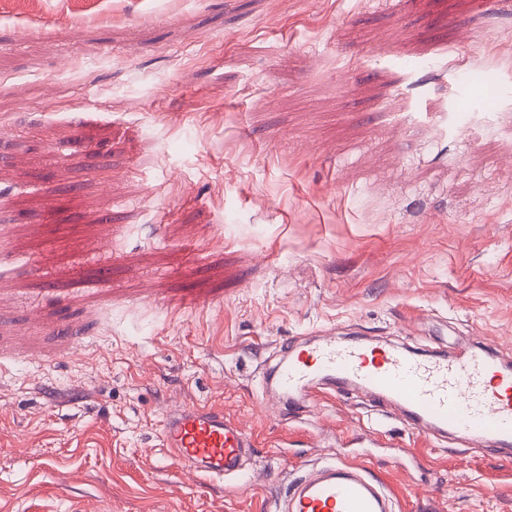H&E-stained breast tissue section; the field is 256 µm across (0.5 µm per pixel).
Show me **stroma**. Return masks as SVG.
I'll list each match as a JSON object with an SVG mask.
<instances>
[{"label":"stroma","instance_id":"stroma-1","mask_svg":"<svg viewBox=\"0 0 512 512\" xmlns=\"http://www.w3.org/2000/svg\"><path fill=\"white\" fill-rule=\"evenodd\" d=\"M61 6L0 0V512H276L377 421L396 512H512V458L259 379L330 332L512 352V0ZM186 405L247 473L180 472ZM162 440L175 460L198 478L240 477L255 442L235 418L206 407L185 406L163 420Z\"/></svg>","mask_w":512,"mask_h":512}]
</instances>
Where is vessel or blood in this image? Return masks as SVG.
Instances as JSON below:
<instances>
[{"label":"vessel or blood","mask_w":512,"mask_h":512,"mask_svg":"<svg viewBox=\"0 0 512 512\" xmlns=\"http://www.w3.org/2000/svg\"><path fill=\"white\" fill-rule=\"evenodd\" d=\"M277 365L279 389L302 396L319 388L361 390L400 406L414 428L454 436L469 447L512 451V362L493 348L420 356L390 345L324 336L285 346ZM162 440L175 460L199 478L240 477L255 442L224 411L185 406L163 420ZM387 483L368 458L315 467L279 501V512H394Z\"/></svg>","instance_id":"obj_1"}]
</instances>
